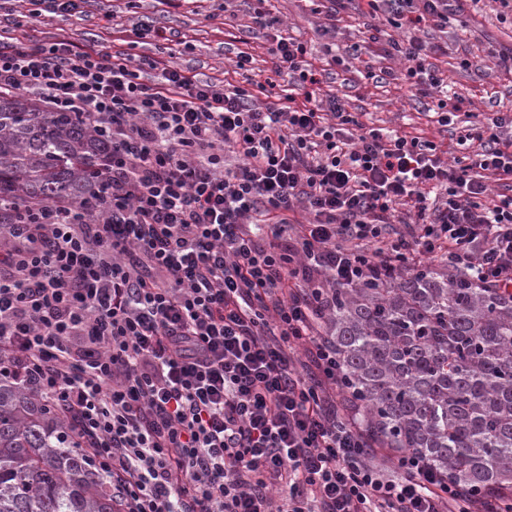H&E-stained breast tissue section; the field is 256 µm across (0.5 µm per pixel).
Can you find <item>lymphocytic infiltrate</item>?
<instances>
[{
    "mask_svg": "<svg viewBox=\"0 0 512 512\" xmlns=\"http://www.w3.org/2000/svg\"><path fill=\"white\" fill-rule=\"evenodd\" d=\"M444 26L452 0H353ZM269 74L203 81L0 26V94L81 113L112 144L104 193L0 224V377L52 403L112 481L116 512H512L413 457L372 464L336 404L318 323L336 287L443 261L512 293V114L433 141L369 126L261 8ZM400 80L447 88L441 49L392 42ZM152 70L144 81V70ZM296 75L289 86L277 79ZM415 220L393 233L398 207ZM305 222H293L296 212ZM306 347L295 359L293 345Z\"/></svg>",
    "mask_w": 512,
    "mask_h": 512,
    "instance_id": "obj_1",
    "label": "lymphocytic infiltrate"
}]
</instances>
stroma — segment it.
<instances>
[{"instance_id": "obj_1", "label": "stroma", "mask_w": 512, "mask_h": 512, "mask_svg": "<svg viewBox=\"0 0 512 512\" xmlns=\"http://www.w3.org/2000/svg\"><path fill=\"white\" fill-rule=\"evenodd\" d=\"M38 7L37 0H12L4 11L14 26L31 36L63 34L79 44L154 58L202 80L223 78L242 85L249 79L264 80L270 66L266 32L253 25L242 0L230 7L224 0H191L177 10L161 0H81L76 12L64 18L39 12ZM265 7L304 43L308 60L329 68L325 90L344 99L349 111L367 113L374 126L432 140L452 156L463 152L458 129L470 115L512 113V75L499 65L501 58L512 55V10L500 0H465L446 27L427 30L430 42L447 46L439 64L448 77L449 92L462 100L456 124L448 127L429 116L437 96L418 98L401 82L376 84L366 79V68L396 71L404 66L389 42L405 40L408 32L395 28L389 15L380 12L367 20L348 8L332 18L312 0H267ZM141 20L171 32L169 48L149 38L135 39L132 27ZM239 50L252 56L243 70L235 66ZM335 56L342 57V64H332Z\"/></svg>"}]
</instances>
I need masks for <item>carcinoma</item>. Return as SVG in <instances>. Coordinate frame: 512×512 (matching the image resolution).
Returning a JSON list of instances; mask_svg holds the SVG:
<instances>
[{
	"label": "carcinoma",
	"mask_w": 512,
	"mask_h": 512,
	"mask_svg": "<svg viewBox=\"0 0 512 512\" xmlns=\"http://www.w3.org/2000/svg\"><path fill=\"white\" fill-rule=\"evenodd\" d=\"M112 144L78 112L0 96V224L97 195ZM370 449L461 489L512 495V294L438 265L336 289L324 320ZM0 512H114L49 404L0 380Z\"/></svg>",
	"instance_id": "obj_1"
}]
</instances>
